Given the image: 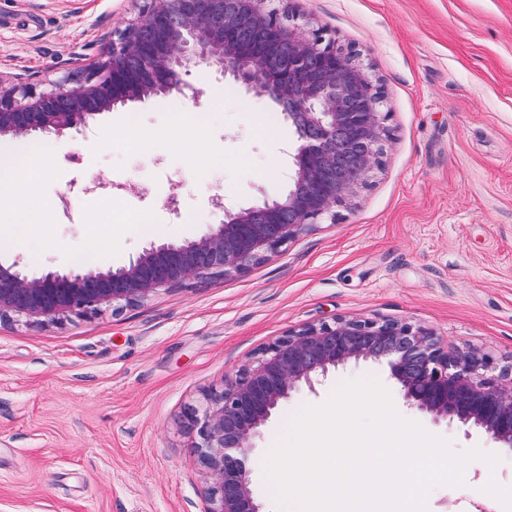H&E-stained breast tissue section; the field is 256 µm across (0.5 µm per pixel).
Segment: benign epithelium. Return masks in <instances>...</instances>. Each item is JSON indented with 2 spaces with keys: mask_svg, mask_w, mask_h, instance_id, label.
<instances>
[{
  "mask_svg": "<svg viewBox=\"0 0 512 512\" xmlns=\"http://www.w3.org/2000/svg\"><path fill=\"white\" fill-rule=\"evenodd\" d=\"M77 87L64 80L38 94L0 77V138L82 131L117 107L173 91L197 101L187 80L195 68L230 75L257 96H269L296 128L288 189L258 205L229 209L199 239L151 243L117 269L84 268L26 274L0 264V317L64 319L96 316L191 278L243 273L268 253L346 207L365 186L388 136L379 88L340 46L288 23L267 0H148ZM254 40L243 43L240 32ZM321 56L312 85L298 81L307 59ZM358 94L364 106L344 110L339 97ZM364 142L350 177L336 182V134ZM387 361L406 401L433 421L487 433L512 452V365L486 352L462 353L433 333L396 321L338 320L306 327L269 344L224 388L205 395L202 414L186 422L210 472L207 512H260L250 488L252 440L301 385L360 360Z\"/></svg>",
  "mask_w": 512,
  "mask_h": 512,
  "instance_id": "1",
  "label": "benign epithelium"
}]
</instances>
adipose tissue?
Returning a JSON list of instances; mask_svg holds the SVG:
<instances>
[{"label": "adipose tissue", "mask_w": 512, "mask_h": 512, "mask_svg": "<svg viewBox=\"0 0 512 512\" xmlns=\"http://www.w3.org/2000/svg\"><path fill=\"white\" fill-rule=\"evenodd\" d=\"M40 156L0 144V239L18 243L33 236L49 238L50 215L40 208L33 174Z\"/></svg>", "instance_id": "adipose-tissue-1"}]
</instances>
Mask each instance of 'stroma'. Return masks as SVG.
<instances>
[{
    "label": "stroma",
    "mask_w": 512,
    "mask_h": 512,
    "mask_svg": "<svg viewBox=\"0 0 512 512\" xmlns=\"http://www.w3.org/2000/svg\"><path fill=\"white\" fill-rule=\"evenodd\" d=\"M305 30L352 46L385 92L379 164L335 219L312 226L248 271L191 279L94 317L0 319V512H207L212 484L184 423L211 390L276 339L338 320H391L460 351L512 364V0H272ZM145 0H0V75L35 91L80 77ZM198 102L160 95L45 138L35 180L51 239L0 247L33 275L118 268L152 242H188L288 186L294 126L267 125L269 98L206 68ZM209 119L192 154L133 146L134 113L152 135L181 112ZM114 197L101 213L102 194ZM178 194L179 211L165 201ZM68 206H61V198ZM149 213L154 231L87 258L89 232ZM377 379L401 416L451 440L492 446L483 431L436 423L408 405L383 361H360L301 387L271 417L247 465L262 512H280L263 458L290 418L338 385ZM481 471L439 486L428 512H503L473 499Z\"/></svg>",
    "instance_id": "stroma-1"
}]
</instances>
